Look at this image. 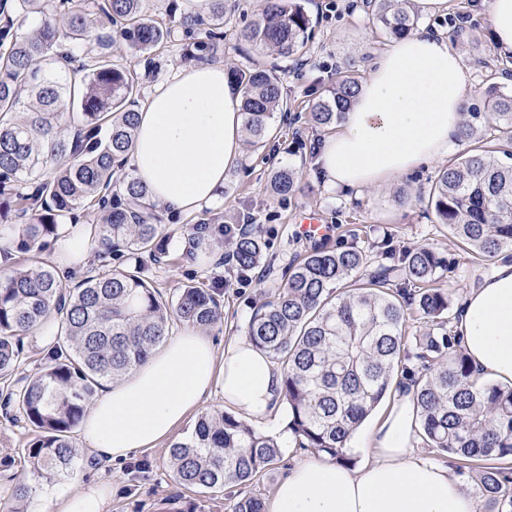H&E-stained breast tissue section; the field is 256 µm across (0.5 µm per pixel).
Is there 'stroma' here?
Wrapping results in <instances>:
<instances>
[{
  "label": "stroma",
  "instance_id": "stroma-1",
  "mask_svg": "<svg viewBox=\"0 0 512 512\" xmlns=\"http://www.w3.org/2000/svg\"><path fill=\"white\" fill-rule=\"evenodd\" d=\"M473 2L448 0L447 9L420 14L419 23L443 33L460 51L472 74L469 103L481 110V131L489 138L496 136L497 128L483 102L490 84L512 91V59L498 54L490 25L474 10ZM301 4L312 20L314 37L304 55L283 63L286 73L282 95L288 104L287 113L271 122L263 144L245 147L242 162L227 178L217 206L190 217L155 210L168 235L167 265L157 266L145 254L140 257L146 278L159 290L170 292L187 283L218 290L224 321L211 329L210 336L219 348L230 338L245 335L249 321L263 303L273 299L296 257L312 249V241L295 233L296 217L304 210L318 211L325 223L331 224L327 246L361 248L373 262L378 259L376 245L383 241L396 251L417 246L433 249L449 261L439 285L456 302L466 292L481 287L492 271L490 263L472 259L418 199L419 194L429 191L441 163L420 167L383 188L358 195L324 187L315 166L316 148L324 131L312 124L310 109L345 71H355L358 78H365L369 62L390 39L373 24L370 0H301ZM258 8L257 0H231L217 49L205 53V60L230 70L273 64L275 57L269 51L237 39L238 30L253 20ZM128 60L137 74L138 100L143 103L184 65L183 42L175 40L148 58L132 54ZM283 166L295 168L299 175L298 191L285 199L270 196L267 190L272 171ZM218 215L228 224L250 217L265 246V265L254 273L248 287H240L236 273L222 265L219 253H210L205 260L186 255L187 225L208 224ZM168 451L169 445L164 442L112 465L94 462L85 451L78 457L73 474L65 478H46L32 465L21 462L10 475L33 488L25 512H51L56 494L74 493L94 484L111 489L110 512H167L166 501L170 498L175 499L177 512H233L235 502L243 495L269 500L294 461L315 456L313 450L283 445L272 470L248 486L214 497L205 490L178 485L168 468Z\"/></svg>",
  "mask_w": 512,
  "mask_h": 512
}]
</instances>
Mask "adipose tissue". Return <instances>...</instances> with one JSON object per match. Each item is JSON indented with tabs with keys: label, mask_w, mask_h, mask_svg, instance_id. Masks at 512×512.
<instances>
[{
	"label": "adipose tissue",
	"mask_w": 512,
	"mask_h": 512,
	"mask_svg": "<svg viewBox=\"0 0 512 512\" xmlns=\"http://www.w3.org/2000/svg\"><path fill=\"white\" fill-rule=\"evenodd\" d=\"M500 53L512 56V0H482ZM470 70L446 37L421 29L382 50L342 124L325 134L317 159L331 189L362 191L466 147L459 134ZM128 162L154 207L188 216L217 204L243 157L241 94L224 66L199 62L159 85L136 114ZM477 376L512 383V259L497 256L453 321ZM239 414L262 422L282 396V374L249 337L216 350L183 327L148 361L110 382L92 401L79 436L93 460L113 463L156 447L214 390ZM421 409L413 386L372 429V458L360 468L299 461L267 512H475L451 467L413 445Z\"/></svg>",
	"instance_id": "ef3b65f1"
}]
</instances>
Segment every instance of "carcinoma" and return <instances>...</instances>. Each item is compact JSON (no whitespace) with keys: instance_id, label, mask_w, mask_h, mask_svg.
Returning <instances> with one entry per match:
<instances>
[{"instance_id":"obj_1","label":"carcinoma","mask_w":512,"mask_h":512,"mask_svg":"<svg viewBox=\"0 0 512 512\" xmlns=\"http://www.w3.org/2000/svg\"><path fill=\"white\" fill-rule=\"evenodd\" d=\"M224 9V0H211L206 18L181 17L173 28L151 19L144 0H0V239L9 243L4 257L20 260L0 281V398L5 420L32 430L24 447L0 457L6 470L19 459L52 477L69 476L79 454L76 429L103 383L144 364L173 321L206 330L224 318L212 289L190 284L164 294L137 263L64 288L43 257L75 211L93 209L99 258L148 253L163 262L166 234L152 223L148 188L119 176L135 138L138 82L112 53L113 34L150 54L181 31L193 39L187 55L194 58L219 37ZM373 13L394 38L419 21L415 0H373ZM312 34L298 0H265L239 39L288 59L305 53ZM282 74L276 64L235 73L254 144L283 110ZM358 89L353 76L328 89L313 106L314 125L339 122ZM484 107L498 121L500 140L481 141V113H464L463 134L474 146L439 171L425 201L467 253L487 261L512 247V92L491 93ZM296 182V171L281 167L271 191L288 196ZM262 257L254 228L236 235L227 255L237 272L258 268ZM367 264L354 246L305 252L248 324L251 342L280 363L289 435L302 449L353 464L347 443L392 392L395 375L410 374L413 356L425 371L414 380L424 444L466 464L462 476L478 512H512V386L475 378L450 326L448 292L434 287L446 260L415 247L361 273ZM413 309L425 327L411 355L405 322ZM48 322L55 341L40 371L17 377L22 337ZM280 456L276 437L215 411L171 444L169 466L177 484L216 494L227 484H250ZM32 492L23 481L4 485L0 512H20ZM233 512H264V502L246 495Z\"/></svg>"}]
</instances>
